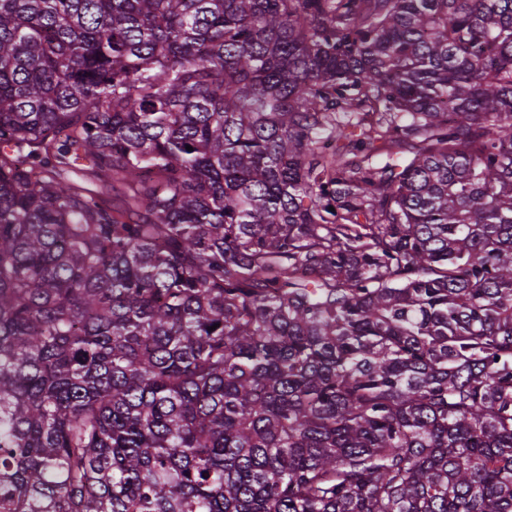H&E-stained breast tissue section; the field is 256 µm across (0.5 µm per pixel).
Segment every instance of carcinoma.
<instances>
[{
  "label": "carcinoma",
  "mask_w": 512,
  "mask_h": 512,
  "mask_svg": "<svg viewBox=\"0 0 512 512\" xmlns=\"http://www.w3.org/2000/svg\"><path fill=\"white\" fill-rule=\"evenodd\" d=\"M0 501L512 512V0H0Z\"/></svg>",
  "instance_id": "cac0c4a2"
}]
</instances>
